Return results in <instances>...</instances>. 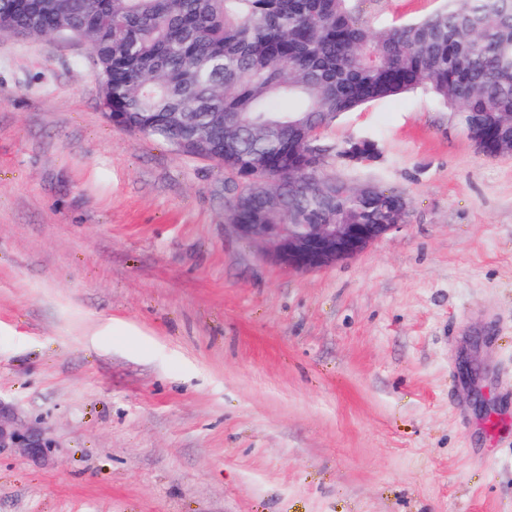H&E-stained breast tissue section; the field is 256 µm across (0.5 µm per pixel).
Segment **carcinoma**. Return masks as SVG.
I'll return each mask as SVG.
<instances>
[{
  "mask_svg": "<svg viewBox=\"0 0 512 512\" xmlns=\"http://www.w3.org/2000/svg\"><path fill=\"white\" fill-rule=\"evenodd\" d=\"M360 0H0V32L86 41L101 101L144 137L201 156L231 143L224 168L279 177L273 211L241 187L232 224H402L401 193L336 182L316 166L311 133L371 101L421 86L460 112L480 145L512 154V0H444L421 20L376 31ZM194 112L208 147L178 131ZM380 156L373 140L345 143Z\"/></svg>",
  "mask_w": 512,
  "mask_h": 512,
  "instance_id": "1",
  "label": "carcinoma"
}]
</instances>
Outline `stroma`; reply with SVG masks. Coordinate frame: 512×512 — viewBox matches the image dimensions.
I'll list each match as a JSON object with an SVG mask.
<instances>
[{"label":"stroma","instance_id":"stroma-1","mask_svg":"<svg viewBox=\"0 0 512 512\" xmlns=\"http://www.w3.org/2000/svg\"><path fill=\"white\" fill-rule=\"evenodd\" d=\"M317 142L410 208L301 271L234 176L107 118L86 42L0 33V512H512V155L424 88ZM354 149L359 159H368V160H358V161H348L343 154H340L339 150L337 151V158L346 166H358L370 162H376L369 160V158H378L380 156V151L378 144L373 140H359L353 143L348 144L347 142L343 144L340 148L342 153L347 152L350 149Z\"/></svg>","mask_w":512,"mask_h":512}]
</instances>
